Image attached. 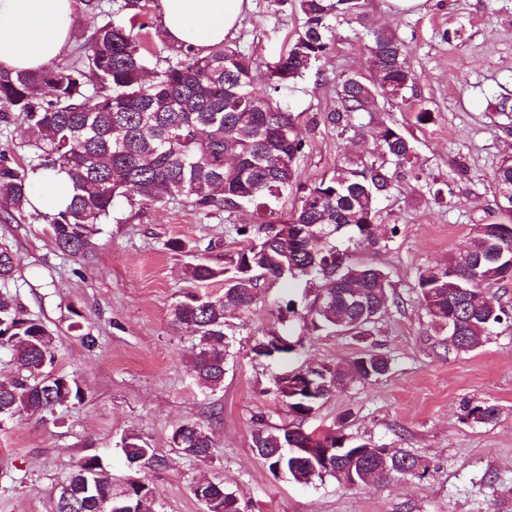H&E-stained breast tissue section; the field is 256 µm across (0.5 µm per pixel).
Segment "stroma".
I'll return each mask as SVG.
<instances>
[{"mask_svg":"<svg viewBox=\"0 0 512 512\" xmlns=\"http://www.w3.org/2000/svg\"><path fill=\"white\" fill-rule=\"evenodd\" d=\"M299 25L292 0H252L229 41L257 60L258 88ZM380 26L392 28L407 49L414 80L405 101H380L378 111L357 114L354 129L344 133L312 127L313 115L335 107L339 80L369 72L364 33ZM505 97L512 98V0H421L407 12L391 0H366L363 22L338 28L317 72L291 85L279 102L299 115L306 147L296 165L307 182L332 174L347 158L377 153L382 123L401 127L414 142L421 178L399 173L377 205L378 224L398 226L397 235L354 252L388 272L398 302L367 341L309 332L301 318L308 304L303 289L275 285L232 318L233 355L223 390L212 395L190 375L192 338L173 329L171 308L187 286L186 263L220 262L237 251L236 225L257 220L251 208L206 214L184 199L148 207L121 199L81 260L55 247L49 224L34 210L0 221V246L11 249L16 263L0 293L57 332L54 369L78 377L85 392L83 403L45 417L0 422V512H49L53 487L86 455L100 456L113 479L124 480L129 471L120 443L128 432L168 461L149 474L155 512H204L191 491L202 478L223 483L247 512H512V323L495 326L474 351H445L416 290L422 270L462 251L475 225L501 217L491 178L512 156V112L497 107ZM421 106L432 114L424 124L415 120ZM0 153L25 167L39 161L18 114L0 121ZM459 161L466 177L455 172ZM433 182L441 198L429 193ZM291 299L300 315L297 350L284 360L255 357L253 346L280 329L279 309ZM87 335L94 346L84 343ZM372 347L392 358L390 373L348 380L302 427L327 431L346 418L348 433L408 449L427 472L364 490L332 477L303 485L274 476L249 447L253 417L271 426L289 422L272 377L308 364L343 365ZM466 399L496 404L498 419L462 422ZM186 420L211 427L210 461H190L170 447L173 428Z\"/></svg>","mask_w":512,"mask_h":512,"instance_id":"stroma-1","label":"stroma"}]
</instances>
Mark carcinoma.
<instances>
[{"instance_id":"cac0c4a2","label":"carcinoma","mask_w":512,"mask_h":512,"mask_svg":"<svg viewBox=\"0 0 512 512\" xmlns=\"http://www.w3.org/2000/svg\"><path fill=\"white\" fill-rule=\"evenodd\" d=\"M301 15L287 55L270 69L272 90L295 83L318 66L335 41L337 26L363 14V0H294ZM147 0H124L126 24L97 27L73 62L38 71L0 73V119L17 112L38 142L41 162L25 169L0 154V202L3 220L30 205L28 171L60 168L71 182L66 207L43 215L63 253L85 256L98 225L110 217L114 201L154 206L186 199L200 211L233 213L247 204L262 218L259 226L236 228L243 245L224 265L200 262L185 269L187 290L171 309V324L193 336L189 366L195 383L213 394L224 388V366L231 356L227 319L250 308L266 286L303 278L315 287L310 303L314 331L352 330L370 336L394 300L388 274L352 259L336 228L362 243L377 245L376 203L393 188L389 166L414 169L412 141L395 125L380 129L381 153L348 160L331 175L303 183L296 160L305 148L298 116L280 110L272 95L254 85V62L237 45L224 42L200 56L191 48L160 60L145 45L137 18ZM369 75L349 74L336 86V108L312 118L333 130H347L358 112L378 111L379 99H404L413 73L402 41L390 28L366 31ZM496 197L512 193V160H503L492 176ZM297 204L286 213L275 205L291 193ZM508 221L478 224L468 248L448 263L423 270L418 297L438 343L467 353L481 347L494 325L512 320V312L484 300L490 288L512 283V209H500ZM14 275V259L0 247V281ZM218 283L222 291H207ZM0 350L10 354L15 376L0 383V420L41 416L84 400L77 380L51 374L58 340L38 318L9 294H0ZM391 371V359L368 350L347 366L317 364L303 372L325 387L317 395L292 396L272 385L292 419L303 422L341 385L347 374L379 379ZM461 420L487 425L499 409L488 401L465 400ZM179 453L206 462L214 455L210 429L195 420L176 426ZM250 448L274 475L301 484L326 477L348 479L357 489L391 476H420L428 466L404 448L392 450L348 435L343 423L318 434L301 427L268 426L251 431ZM129 469L160 470L167 460L130 432L122 439ZM72 495L55 494L52 512H155L156 492L145 477L112 482L98 456H86L67 473ZM206 512H243L239 498L222 483H210Z\"/></svg>"}]
</instances>
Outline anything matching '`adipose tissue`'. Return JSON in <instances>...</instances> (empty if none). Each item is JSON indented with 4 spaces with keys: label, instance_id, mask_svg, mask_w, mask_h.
Wrapping results in <instances>:
<instances>
[{
    "label": "adipose tissue",
    "instance_id": "adipose-tissue-1",
    "mask_svg": "<svg viewBox=\"0 0 512 512\" xmlns=\"http://www.w3.org/2000/svg\"><path fill=\"white\" fill-rule=\"evenodd\" d=\"M251 0H158L163 32L175 46L200 54L222 44L244 18ZM76 0H0V71L38 70L74 41ZM30 201L39 211L62 209L71 195L66 173L36 171Z\"/></svg>",
    "mask_w": 512,
    "mask_h": 512
}]
</instances>
